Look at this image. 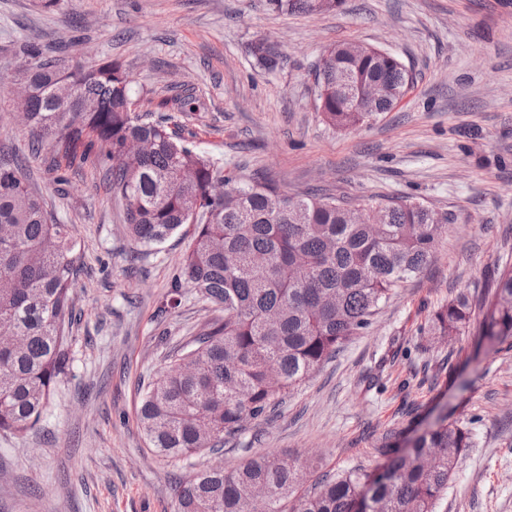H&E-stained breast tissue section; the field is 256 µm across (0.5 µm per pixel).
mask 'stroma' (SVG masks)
Wrapping results in <instances>:
<instances>
[{"mask_svg":"<svg viewBox=\"0 0 512 512\" xmlns=\"http://www.w3.org/2000/svg\"><path fill=\"white\" fill-rule=\"evenodd\" d=\"M29 38L57 59L119 62L136 111L192 132L225 168L247 167L291 195L410 196L448 217L427 268L222 457L168 460L137 423L141 383L210 317L188 290L157 315L192 228L140 251L99 169H67L58 192L52 150L33 154L6 105ZM260 39L283 56L274 72L255 64ZM343 42L388 51L414 76L392 111L350 130L330 126L314 96L320 54ZM3 154L69 225L84 273L71 361L48 409L26 437L0 432V512H175V480L218 460L234 468L249 450L373 473L382 436L409 441L441 415L463 421L473 446L438 512H512V345H481L469 331L448 346L425 333L438 306L461 290L481 295L512 263V0H344L294 15L268 0H59L50 10L0 0Z\"/></svg>","mask_w":512,"mask_h":512,"instance_id":"1","label":"stroma"}]
</instances>
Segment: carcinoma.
<instances>
[{
	"instance_id": "cac0c4a2",
	"label": "carcinoma",
	"mask_w": 512,
	"mask_h": 512,
	"mask_svg": "<svg viewBox=\"0 0 512 512\" xmlns=\"http://www.w3.org/2000/svg\"><path fill=\"white\" fill-rule=\"evenodd\" d=\"M273 10L321 13L332 0H269ZM19 53L38 94L20 104L31 147L48 146L105 168L106 184L126 201L123 224L140 246L157 247L186 224L193 234L172 293L189 287L224 312L143 385L137 412L148 447L179 461L218 453L249 419L275 408L319 371L353 336L369 328L395 289L430 262L448 218L422 202L387 196L375 203L318 192L292 196L279 184L224 173V167L159 122L135 112L130 80L117 62L69 70L34 41ZM256 65L280 66L278 48L254 44ZM340 77L394 91L389 112L414 82L401 60L376 48H326L316 66V109L340 129L369 113L336 93ZM368 208L356 224L352 207ZM0 324L17 337L0 347V431L27 434L66 372V322L80 271L69 226L31 189L19 163L0 158ZM489 342L512 339V265L478 301L464 292L433 314L427 335L446 342L473 316ZM471 432L439 417L410 446L393 435L376 444L386 458L374 474H320L308 487L311 459L274 453L249 457L231 471L208 468L179 483L177 512H437L468 448Z\"/></svg>"
}]
</instances>
